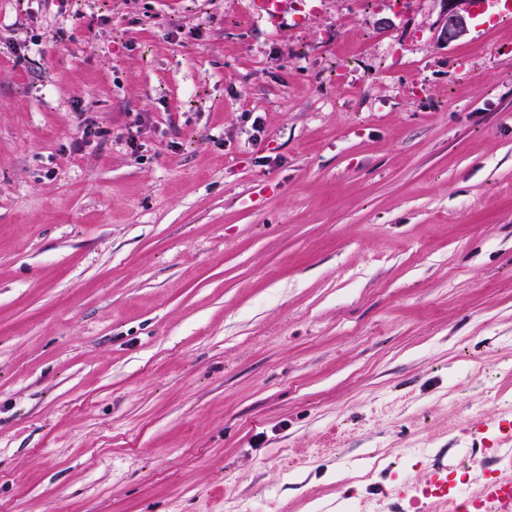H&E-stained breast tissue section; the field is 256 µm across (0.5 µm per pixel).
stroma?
I'll return each mask as SVG.
<instances>
[{
  "label": "stroma",
  "mask_w": 512,
  "mask_h": 512,
  "mask_svg": "<svg viewBox=\"0 0 512 512\" xmlns=\"http://www.w3.org/2000/svg\"><path fill=\"white\" fill-rule=\"evenodd\" d=\"M67 3L0 0V512L468 492L512 417V0L449 44L445 0Z\"/></svg>",
  "instance_id": "stroma-1"
}]
</instances>
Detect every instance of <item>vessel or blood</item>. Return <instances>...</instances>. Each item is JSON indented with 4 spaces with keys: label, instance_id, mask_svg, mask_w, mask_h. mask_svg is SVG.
<instances>
[{
    "label": "vessel or blood",
    "instance_id": "vessel-or-blood-1",
    "mask_svg": "<svg viewBox=\"0 0 512 512\" xmlns=\"http://www.w3.org/2000/svg\"><path fill=\"white\" fill-rule=\"evenodd\" d=\"M512 467V423L500 428L492 466H480L467 495L448 487V465L439 462L416 481L392 487L390 497L403 499L418 494L424 512H512V474H502V467Z\"/></svg>",
    "mask_w": 512,
    "mask_h": 512
}]
</instances>
